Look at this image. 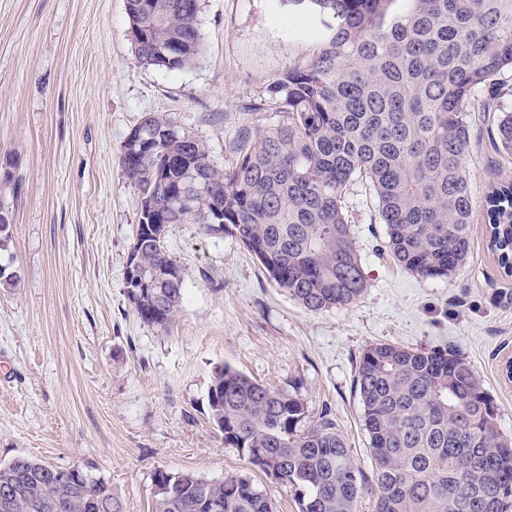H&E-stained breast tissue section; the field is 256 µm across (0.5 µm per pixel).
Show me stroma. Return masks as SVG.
Wrapping results in <instances>:
<instances>
[{
	"label": "stroma",
	"instance_id": "stroma-1",
	"mask_svg": "<svg viewBox=\"0 0 512 512\" xmlns=\"http://www.w3.org/2000/svg\"><path fill=\"white\" fill-rule=\"evenodd\" d=\"M202 52L187 70L141 65L126 0H0V209L10 237L0 263V463L29 457L104 477L127 512H152L157 470L221 480L251 475L275 512H298L288 488L252 472L214 429L207 392L216 366L298 391L310 419L330 414L376 512L356 363L375 342L446 348L471 363L512 437V276L489 245L481 203L512 181L491 116L465 159L475 208L473 248L447 278H423L382 255L383 225L362 185L350 221L368 283L346 307L312 313L278 288L230 234L170 225L185 299L168 329L132 311L123 272L140 221L124 174L129 131L160 113L230 165L243 134L282 122L268 88L317 47L318 17L287 0H202Z\"/></svg>",
	"mask_w": 512,
	"mask_h": 512
}]
</instances>
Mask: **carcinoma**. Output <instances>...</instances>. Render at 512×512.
Returning a JSON list of instances; mask_svg holds the SVG:
<instances>
[{
    "label": "carcinoma",
    "mask_w": 512,
    "mask_h": 512,
    "mask_svg": "<svg viewBox=\"0 0 512 512\" xmlns=\"http://www.w3.org/2000/svg\"><path fill=\"white\" fill-rule=\"evenodd\" d=\"M289 0L337 20L304 65L269 86L283 113L276 127L241 137L231 166L216 168L202 139L156 113L123 143L122 164L142 200V224H222L267 276L311 312L348 306L367 288L349 224L361 183L376 199L374 222L400 267L443 278L471 255L473 197L465 158L470 113L505 96L512 71V0ZM201 0H126L128 37L139 62L170 72L196 64ZM497 146L512 155V111L499 113ZM195 197L210 205L183 207ZM490 242L512 274V182L484 197ZM150 275L176 267L166 236L130 248ZM125 293L142 322L167 328L184 298V277ZM378 489L377 512H512V440L471 364L446 349L373 343L357 361ZM207 404L224 444L276 484L299 512H356L364 480L336 420L311 426L304 401L228 366L212 373ZM174 492L155 488L153 512H274L249 477L207 480L173 473ZM8 512H126L112 484L89 474L69 484L52 466L18 457L0 465ZM219 503L220 509L209 508Z\"/></svg>",
    "instance_id": "obj_1"
}]
</instances>
